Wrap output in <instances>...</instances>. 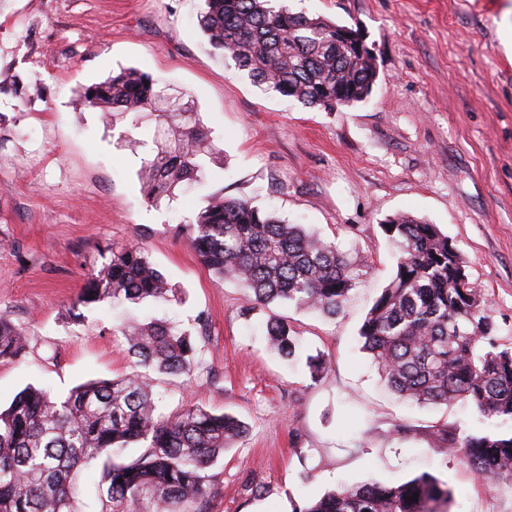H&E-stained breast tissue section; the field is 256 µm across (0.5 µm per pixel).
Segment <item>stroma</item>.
I'll list each match as a JSON object with an SVG mask.
<instances>
[{"mask_svg": "<svg viewBox=\"0 0 512 512\" xmlns=\"http://www.w3.org/2000/svg\"><path fill=\"white\" fill-rule=\"evenodd\" d=\"M203 0H0V314L28 334L22 360H0V403L27 385L56 393L134 371L123 314L76 305L109 248L141 243L174 295L137 308L188 331L194 381L151 374L165 413L201 405L236 416L244 438L212 467L207 512H298L339 485L446 480L452 512H512V491L436 453L433 427L487 431L474 407L400 400L361 350L364 317L395 271L381 226L396 215L437 225L467 261L503 343H512V0H289L293 11L360 28L374 49L371 97L339 112L254 84L200 31ZM134 67L196 112L216 146L208 180L172 202L144 197L126 136L154 124L104 122L79 88ZM306 224L359 264L341 314L327 318L216 280L186 241L215 191ZM287 320L304 353L330 366L312 379L268 347ZM407 426L394 434L395 425Z\"/></svg>", "mask_w": 512, "mask_h": 512, "instance_id": "35a3bbf8", "label": "stroma"}]
</instances>
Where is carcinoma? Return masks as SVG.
<instances>
[{"instance_id":"cac0c4a2","label":"carcinoma","mask_w":512,"mask_h":512,"mask_svg":"<svg viewBox=\"0 0 512 512\" xmlns=\"http://www.w3.org/2000/svg\"><path fill=\"white\" fill-rule=\"evenodd\" d=\"M198 27L210 46L258 86L309 108L337 112L370 98L374 54L360 31L292 11L285 0H204ZM152 75L123 69L85 88L82 104L104 117L132 113L155 123L153 148L137 172L153 203L206 183L215 147L192 112L160 106ZM396 250V269L360 327L362 348L405 401L472 403L491 429L458 438L436 429L437 448L457 454L482 481L512 490V346L500 342L487 301L466 274L460 250L435 224L399 215L381 225ZM189 245L220 281L251 293L255 304L339 314L358 269L328 241L247 198L208 196L187 232ZM77 298L97 303L161 304L172 289L139 243L114 246ZM271 347L288 362L298 344L288 324L269 320ZM135 363L162 375L195 379L200 349L192 336L161 320L112 327ZM23 328L0 315V359L26 353ZM330 360L307 356L311 377ZM227 413L193 405L165 414L139 375L90 381L57 396L27 386L0 408V512H79L83 471L100 512H206L208 470L243 437ZM136 445L142 455L127 460ZM418 500H412L413 495ZM448 483L419 473L401 483L341 485L298 512H451Z\"/></svg>"}]
</instances>
